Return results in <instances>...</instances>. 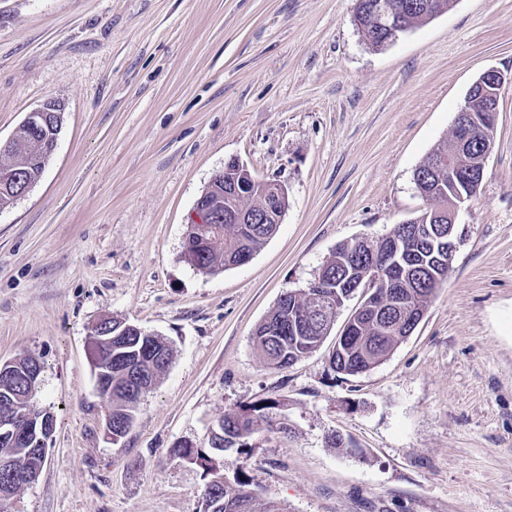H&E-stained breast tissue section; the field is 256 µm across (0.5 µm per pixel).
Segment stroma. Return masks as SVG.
Masks as SVG:
<instances>
[{
  "label": "stroma",
  "mask_w": 512,
  "mask_h": 512,
  "mask_svg": "<svg viewBox=\"0 0 512 512\" xmlns=\"http://www.w3.org/2000/svg\"><path fill=\"white\" fill-rule=\"evenodd\" d=\"M355 0H0V139L63 106L39 182L0 210V361L43 366L55 430L8 512H202L205 445L269 401L284 432L219 458L228 486L287 512H512V0H455L381 49ZM505 77L482 189L459 213L447 283L381 363L347 376L318 350L285 369L252 334L342 243L427 208L413 174L451 136L470 85ZM238 161L287 187L246 264L184 259L196 199ZM104 317L172 359L111 441L87 351ZM345 445L331 447V434Z\"/></svg>",
  "instance_id": "1"
}]
</instances>
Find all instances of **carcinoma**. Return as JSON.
Returning a JSON list of instances; mask_svg holds the SVG:
<instances>
[{"mask_svg":"<svg viewBox=\"0 0 512 512\" xmlns=\"http://www.w3.org/2000/svg\"><path fill=\"white\" fill-rule=\"evenodd\" d=\"M376 0H356L355 21L362 25L366 44L379 49L394 40L401 31L392 32L379 24L373 12ZM400 10L401 27L408 31L445 13L454 0H392ZM483 100L463 105L469 124H485ZM40 146L22 140L12 152L0 154V209L16 201V185L9 179L12 171H22L25 180L36 183L43 173L38 163ZM485 143L474 141L466 149L458 143L457 130L450 142L434 149L416 168L413 181L419 194L430 202L428 208L409 224H397L388 238L397 239V258L410 271L402 278L387 271L393 280L389 295H375L362 302L350 315L330 357V366L348 376L364 373L384 360L401 343L407 331L417 327L436 291L448 279V202L463 197L470 200L479 193L485 175ZM287 205L278 187L258 180L234 163L224 164V211L239 216L237 224H200L198 231L207 239L204 248L185 253L186 262L197 270L215 273L242 265L277 231V221ZM387 238L365 244L358 240L343 243L323 265L318 277L331 287V298L316 296L307 287L286 293L253 333V342L266 363L285 369L315 352L329 335L341 309L340 297L345 285L365 284L374 273L373 264L383 262ZM89 356L94 377L112 383V433L125 436L132 427L142 395L155 384L170 363L172 350L161 337L145 336L123 329L121 322L104 318L91 330ZM33 356L14 359V370L0 376V416L14 415L35 405L40 380L30 376ZM273 404H254L224 414L218 420L220 436L207 447L181 445L179 458L203 470L213 479L206 483L203 499L213 503V512H284L275 501L261 509L255 507L250 492L230 489L214 480L218 476L213 454L226 448L246 445V439L271 428L268 409ZM38 436L29 442H12L0 437V501L16 494L3 465L17 471L44 467Z\"/></svg>","mask_w":512,"mask_h":512,"instance_id":"carcinoma-1","label":"carcinoma"}]
</instances>
